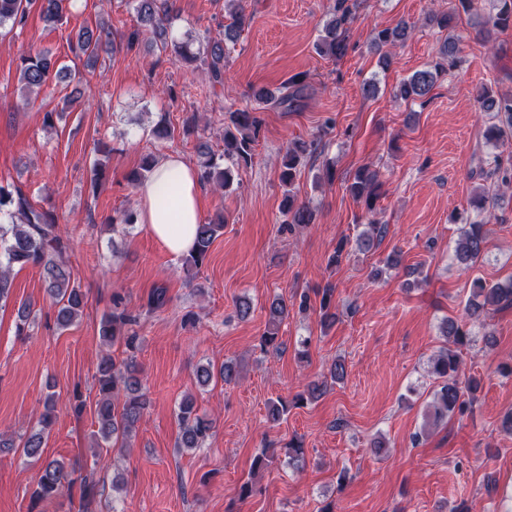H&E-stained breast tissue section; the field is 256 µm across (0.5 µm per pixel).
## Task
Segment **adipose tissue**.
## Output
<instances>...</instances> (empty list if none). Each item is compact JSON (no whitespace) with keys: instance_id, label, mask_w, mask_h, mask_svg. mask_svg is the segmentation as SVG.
Returning a JSON list of instances; mask_svg holds the SVG:
<instances>
[{"instance_id":"1","label":"adipose tissue","mask_w":512,"mask_h":512,"mask_svg":"<svg viewBox=\"0 0 512 512\" xmlns=\"http://www.w3.org/2000/svg\"><path fill=\"white\" fill-rule=\"evenodd\" d=\"M200 195L195 167L179 154H168L138 189L136 219L171 254H186L201 222Z\"/></svg>"}]
</instances>
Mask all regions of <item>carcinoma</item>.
Returning <instances> with one entry per match:
<instances>
[{
	"label": "carcinoma",
	"mask_w": 512,
	"mask_h": 512,
	"mask_svg": "<svg viewBox=\"0 0 512 512\" xmlns=\"http://www.w3.org/2000/svg\"><path fill=\"white\" fill-rule=\"evenodd\" d=\"M140 26L129 30L124 43L133 49L139 42L143 29L152 30L161 48L172 47L177 60L185 65L200 62L206 66L212 81L223 82L224 47L236 44L244 29L246 18L240 0H226L230 22L224 25L222 38L209 40L205 47L194 53L183 41L168 42L170 16L162 0H134ZM452 7L440 15H430L426 20L441 31H446L459 13L476 16L486 33L512 29V0H451ZM72 0H0V29L9 26L22 27L31 12L37 11L48 23L62 20L69 12ZM357 5L351 0H335L334 13L323 25V35L316 44L317 51L334 58L345 55L347 32L355 19ZM411 35V27L402 22L393 28L384 27L376 32L374 47L380 51L379 64L387 70L392 64L390 54L383 48L406 41ZM116 49L112 39V28L102 26L93 31L89 28L78 33L72 51L84 55L87 61H95L101 52ZM459 60L458 49L453 37L446 38L437 51L433 64L415 71L402 80L394 90L395 97L404 101L426 99L433 90L437 77L443 71L456 66ZM54 63L49 52L42 49H29L21 57L19 82L22 92L31 93L41 90L51 79ZM306 76L295 75L274 90L260 88L254 92L256 101L288 110L305 97ZM481 108L493 113L497 123L486 128L484 137L495 145L512 139V94H494L486 87L478 97ZM230 125L224 129V153L222 158L232 161L237 167H246L252 163L254 146L257 142L262 120L251 109H237L229 113ZM308 152V144L295 142L286 149L282 160L281 180L290 186L293 184L300 160ZM203 160L200 164V179L213 183L217 189L227 188L232 179L231 168L217 162L209 148L200 147ZM157 159L152 154L143 157L139 167L130 172L128 183L134 187L141 185L151 175ZM380 183L377 172L370 166L359 167L349 185L350 194L357 200H364L367 214L372 216L366 224V230L357 238L360 250L371 251L385 235L386 225L373 218L376 214L375 201L379 197ZM283 210L293 224H310L313 213L303 204H295L294 195L289 193L283 202ZM224 229L222 224L201 223L197 225L194 247L181 257L183 269L192 272L199 269L218 233ZM487 245L485 224L474 221L462 229L454 248L456 261L463 269L470 268L480 259ZM70 247L69 240L61 235L56 218L44 209L34 208L27 196L19 189L11 191L0 186V303L7 302L13 287L12 273L28 265L37 266L43 271L46 293L56 308V322L61 328L72 324L82 315L85 307V293L76 281L71 267L66 263L64 254ZM334 288L328 286L322 290L319 304V316L322 327L328 328L336 322V305L333 303ZM512 307V280L493 286L480 279L470 282V296L465 304L467 319L447 318L441 324L442 336L450 343L432 359L431 373L445 379L440 390L435 393L429 407L427 419L436 425L448 421L454 416H462L471 407L474 393L479 383L470 377L466 386L461 387L448 378L456 375L462 364L460 350L471 343V330L467 321H478L493 309L495 311ZM288 301L282 297L274 299L268 310V326L260 339L264 349L280 348L276 343L281 322L288 317ZM138 317L129 311L124 297L119 292L112 293V311L100 323L99 340L107 351L101 356L96 367L95 380L97 400L95 414L99 424L101 440L104 445L114 447L125 441L135 425L140 421L147 405V398L141 392L139 368L135 353L140 347V336L135 329ZM115 345L124 347L128 356L118 362L112 357L110 348ZM57 405L54 394L46 396L43 410L36 424L39 429L31 433L21 446L26 460L36 468V489L33 498L38 500L54 499L74 489L80 492V508L99 493L97 483L88 476L77 473L58 460H44L43 439L46 430L53 422V412ZM178 450H194L201 446L212 429V421L198 414L193 400H183L179 407Z\"/></svg>",
	"instance_id": "obj_1"
}]
</instances>
